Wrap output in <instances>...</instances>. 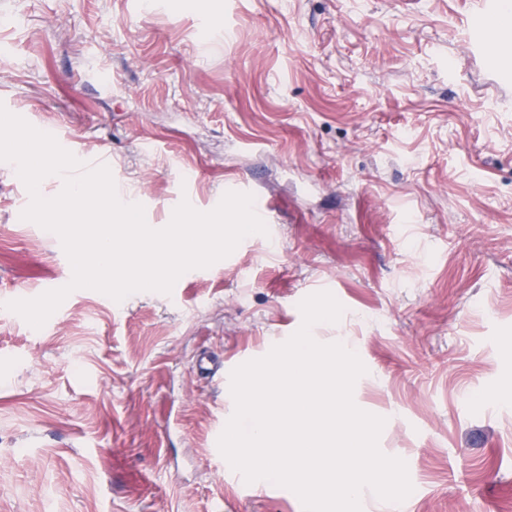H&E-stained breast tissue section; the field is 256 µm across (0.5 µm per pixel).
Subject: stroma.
Listing matches in <instances>:
<instances>
[{
    "label": "stroma",
    "mask_w": 512,
    "mask_h": 512,
    "mask_svg": "<svg viewBox=\"0 0 512 512\" xmlns=\"http://www.w3.org/2000/svg\"><path fill=\"white\" fill-rule=\"evenodd\" d=\"M0 0V104L101 153L169 223L245 185L280 251L244 238L211 275L115 301L73 291L41 329L6 302L66 285L59 237L21 219L0 161V512H304L231 480L228 381L329 281L330 335L367 368L408 512H512V36L473 53L472 0ZM194 365L197 373L205 379L215 378L224 369V362L207 351H201L196 355Z\"/></svg>",
    "instance_id": "35a3bbf8"
}]
</instances>
